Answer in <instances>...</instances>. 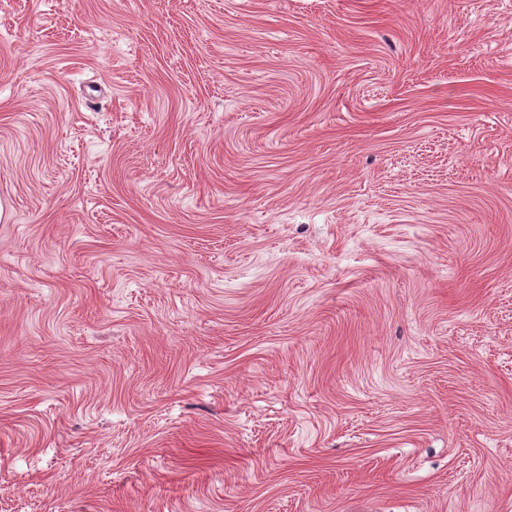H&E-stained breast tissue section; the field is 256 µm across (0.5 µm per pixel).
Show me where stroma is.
I'll list each match as a JSON object with an SVG mask.
<instances>
[{
	"label": "stroma",
	"mask_w": 512,
	"mask_h": 512,
	"mask_svg": "<svg viewBox=\"0 0 512 512\" xmlns=\"http://www.w3.org/2000/svg\"><path fill=\"white\" fill-rule=\"evenodd\" d=\"M0 512H512V0H0Z\"/></svg>",
	"instance_id": "obj_1"
}]
</instances>
